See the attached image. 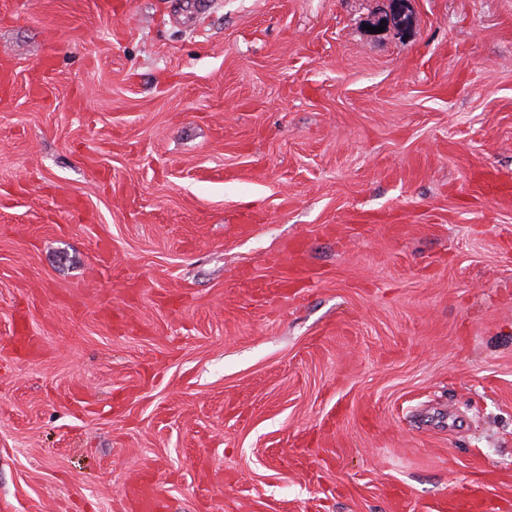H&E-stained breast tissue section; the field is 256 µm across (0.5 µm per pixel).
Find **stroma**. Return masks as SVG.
<instances>
[{
	"mask_svg": "<svg viewBox=\"0 0 512 512\" xmlns=\"http://www.w3.org/2000/svg\"><path fill=\"white\" fill-rule=\"evenodd\" d=\"M193 2L0 0V512H512V0Z\"/></svg>",
	"mask_w": 512,
	"mask_h": 512,
	"instance_id": "1",
	"label": "stroma"
}]
</instances>
